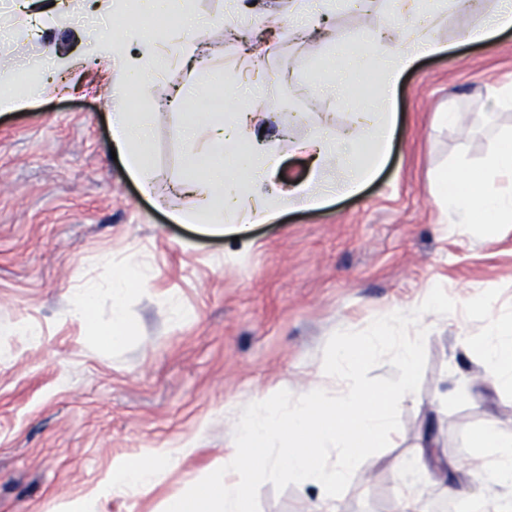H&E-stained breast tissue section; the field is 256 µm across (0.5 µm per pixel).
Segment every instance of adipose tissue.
Returning <instances> with one entry per match:
<instances>
[{"mask_svg":"<svg viewBox=\"0 0 512 512\" xmlns=\"http://www.w3.org/2000/svg\"><path fill=\"white\" fill-rule=\"evenodd\" d=\"M426 0H393L394 10L386 33L390 48L375 56L371 47L361 45L338 55L337 73L361 69L377 63L381 72L379 94L373 105L363 109L357 123L343 136L327 132L295 143L294 152L310 160L306 178L289 187L277 181L282 156L261 129L266 125L263 112L237 113L233 123L218 120L214 113L200 112L182 129L183 139L194 146L205 143L206 152L190 151L184 174L176 181L180 192L197 197L191 213L179 215L182 223H195L214 234L240 233L249 225L267 224L277 216L278 206L316 208L335 193L358 194L372 179L386 158L396 115V90L402 76L423 57L447 51V43L435 38L433 27L443 16L442 7L425 12ZM163 45L155 30L117 29L105 26L92 34L90 55L109 61L115 78L112 83V141L132 177L145 194H153L150 171V125L145 114L131 111L133 98L147 96L151 84L166 63ZM236 154V169L210 166L208 160L225 151ZM340 162L349 171L339 183L324 176L330 162ZM466 161H458L445 182L444 200L459 223L481 220L492 224L512 223V190L489 189L473 183ZM145 283L137 268L111 277L113 321L103 337L118 344L124 341L127 323L122 300L131 282ZM470 473L496 492L473 502L474 512H512V416L495 418L481 430ZM159 456L139 457L118 466L112 473V486L150 489L159 472Z\"/></svg>","mask_w":512,"mask_h":512,"instance_id":"obj_1","label":"adipose tissue"}]
</instances>
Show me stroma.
<instances>
[{"mask_svg": "<svg viewBox=\"0 0 512 512\" xmlns=\"http://www.w3.org/2000/svg\"><path fill=\"white\" fill-rule=\"evenodd\" d=\"M225 0H192L203 66L200 88L242 71L263 37L267 16L289 14L293 0H261L226 24ZM499 0L450 8L435 36L450 49L421 59L401 80L386 165L364 191L316 209L284 208L238 237L200 232L174 214L192 211L170 195L185 168L178 131L186 110L169 108L187 80L177 56L155 78L135 112L154 115V197L142 194L124 161L113 160L112 95L107 62L86 56L87 28L22 27L0 45V79L24 80L25 66L67 58L68 86L0 111V328L35 329L36 339L0 335V512H62L75 500L90 512H164L234 445L245 405L271 388L316 386L324 346L341 329L358 331L392 308H409L429 285L459 304L482 289H501L512 304V223H456L441 202V174L465 158L484 177L497 140L512 131V109L492 91L512 83V30L489 44H457L458 34L492 14ZM390 0H370L329 16L334 39L309 43L281 34L258 67L271 75L269 137L284 161L285 182L305 175L289 140L347 129L373 101L378 66L351 74V97L328 91L337 44L372 42ZM460 113L459 124L441 118ZM290 131L278 137L279 127ZM165 198V205L154 202ZM147 268L146 285L124 300L130 337L114 345L92 332L112 322V296L101 293L89 320L69 317L74 293L111 274ZM426 366L418 391L402 399L401 427L389 446L356 469L342 512H399L402 463L431 430L450 482L433 472L423 483L429 512H464L493 489L470 478L482 425L512 401L487 378L465 343L479 323L462 311L426 314ZM168 452L152 489L112 490V470L143 455ZM318 492L265 483L260 512H317Z\"/></svg>", "mask_w": 512, "mask_h": 512, "instance_id": "1", "label": "stroma"}]
</instances>
